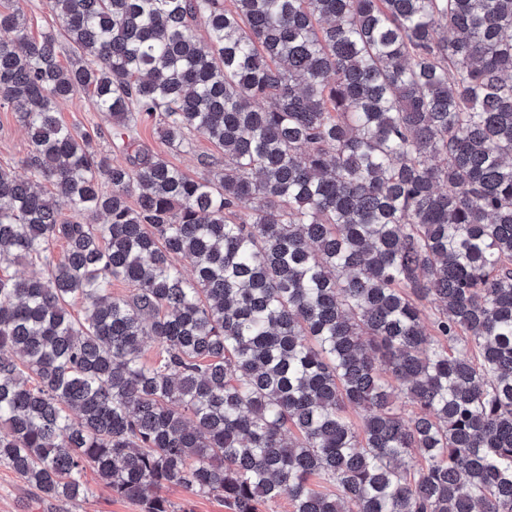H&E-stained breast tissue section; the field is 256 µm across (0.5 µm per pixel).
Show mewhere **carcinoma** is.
<instances>
[{
  "instance_id": "carcinoma-1",
  "label": "carcinoma",
  "mask_w": 512,
  "mask_h": 512,
  "mask_svg": "<svg viewBox=\"0 0 512 512\" xmlns=\"http://www.w3.org/2000/svg\"><path fill=\"white\" fill-rule=\"evenodd\" d=\"M22 2L0 267L39 273H0V465L57 500L91 468L141 512L172 484L229 512H512V0H48L38 39ZM78 94L127 163L61 121ZM149 118L224 161L183 172L133 136ZM28 150L27 135L17 122L14 112L0 107V165L11 167L16 174L23 176L25 171L20 160Z\"/></svg>"
}]
</instances>
